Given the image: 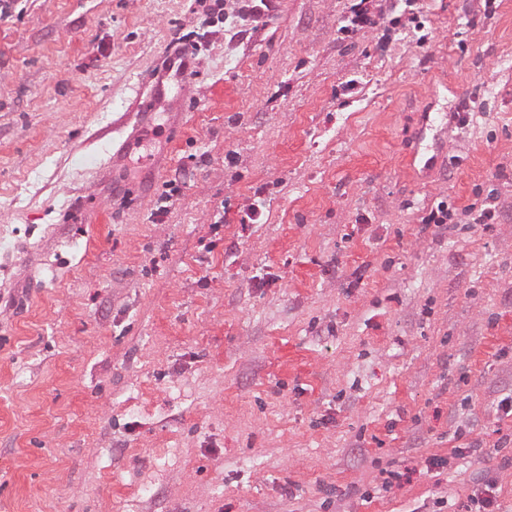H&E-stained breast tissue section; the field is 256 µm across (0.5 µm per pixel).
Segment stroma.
Returning a JSON list of instances; mask_svg holds the SVG:
<instances>
[{
	"instance_id": "obj_1",
	"label": "stroma",
	"mask_w": 512,
	"mask_h": 512,
	"mask_svg": "<svg viewBox=\"0 0 512 512\" xmlns=\"http://www.w3.org/2000/svg\"><path fill=\"white\" fill-rule=\"evenodd\" d=\"M353 2L0 0V512H512V0ZM356 4L351 6V19L352 29L345 27L353 32L362 31L366 29H373L376 27L378 21L377 15L372 8V0H356Z\"/></svg>"
}]
</instances>
